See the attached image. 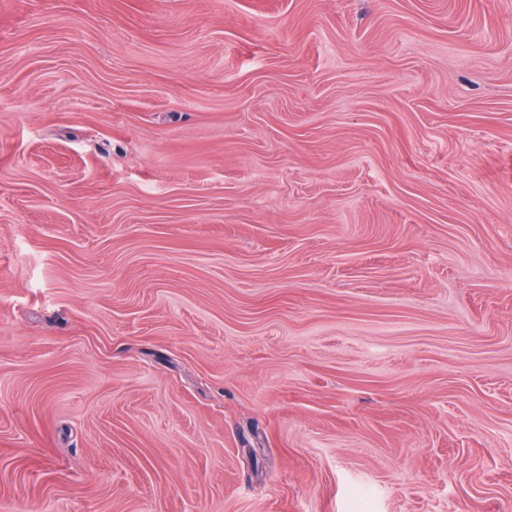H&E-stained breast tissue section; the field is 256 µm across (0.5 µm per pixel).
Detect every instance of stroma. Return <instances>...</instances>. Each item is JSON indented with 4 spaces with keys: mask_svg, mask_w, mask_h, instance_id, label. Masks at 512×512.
Returning <instances> with one entry per match:
<instances>
[{
    "mask_svg": "<svg viewBox=\"0 0 512 512\" xmlns=\"http://www.w3.org/2000/svg\"><path fill=\"white\" fill-rule=\"evenodd\" d=\"M0 512H512V0H0Z\"/></svg>",
    "mask_w": 512,
    "mask_h": 512,
    "instance_id": "obj_1",
    "label": "stroma"
}]
</instances>
